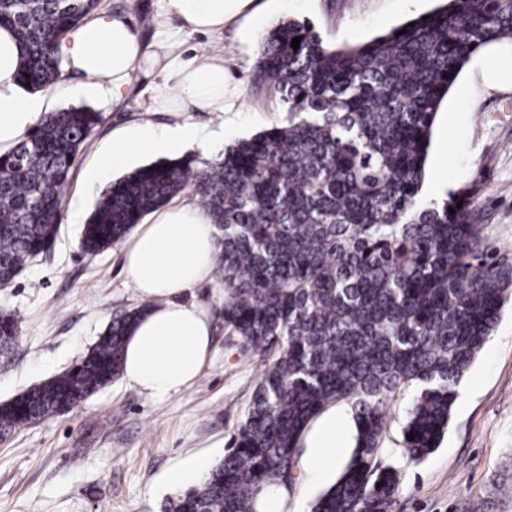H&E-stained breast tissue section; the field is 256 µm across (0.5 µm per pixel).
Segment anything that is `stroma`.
Segmentation results:
<instances>
[{
  "label": "stroma",
  "instance_id": "stroma-1",
  "mask_svg": "<svg viewBox=\"0 0 512 512\" xmlns=\"http://www.w3.org/2000/svg\"><path fill=\"white\" fill-rule=\"evenodd\" d=\"M438 0H258L246 26L211 36L185 35L186 46L220 48L242 97L235 112H191V122L217 131L213 151L260 131L286 125L287 106L253 94L251 74L263 42L292 18L310 21L325 45L355 47L423 15ZM99 9L127 17L140 40L152 44L157 0H99ZM512 67V37L479 50L443 99L432 128L423 188L425 201L471 189L480 237L497 265L512 267V79L491 81ZM84 77L63 71L45 91L50 111L88 107L103 120L84 142L70 174L60 228L51 250L0 288V313L20 315L17 341L0 369V403L70 368L113 316L141 306L123 269V245L84 252L75 208L101 195L87 169L115 128L132 121L169 125L179 114L149 105L162 79L133 75L124 97L103 103L82 92ZM211 313L215 355L186 392L151 399L117 379L65 413L53 414L0 437V512H162L177 488L168 472L190 458L220 463L264 370L259 354L224 333V284H203L189 295ZM448 431L430 455L412 460L402 444L409 395L385 405L381 444L385 464L400 473L396 512H512V290L492 336L459 386ZM284 512H312L328 482L317 483L305 463Z\"/></svg>",
  "mask_w": 512,
  "mask_h": 512
}]
</instances>
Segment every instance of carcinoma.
Here are the masks:
<instances>
[{
	"mask_svg": "<svg viewBox=\"0 0 512 512\" xmlns=\"http://www.w3.org/2000/svg\"><path fill=\"white\" fill-rule=\"evenodd\" d=\"M96 4L0 0L24 88L58 81L60 45ZM403 29L333 49L309 21L279 23L253 89L288 105V125L224 147L200 170L180 159L139 168L102 192L83 227L82 247L96 254L194 189L220 231L224 331L269 356L224 460L163 512H257L264 490L292 485L307 425L337 402L350 407L355 447L313 512H394L398 473L379 458L385 398L414 391L402 427L412 459L448 430L512 272L485 259L470 199L422 205L425 165L437 111L463 66L512 36V0H446ZM100 123L91 109L49 112L0 156V285L54 241L76 156ZM146 310L114 316L70 370L1 403L0 435L117 379L127 332ZM20 324L0 315L1 359Z\"/></svg>",
	"mask_w": 512,
	"mask_h": 512,
	"instance_id": "1",
	"label": "carcinoma"
}]
</instances>
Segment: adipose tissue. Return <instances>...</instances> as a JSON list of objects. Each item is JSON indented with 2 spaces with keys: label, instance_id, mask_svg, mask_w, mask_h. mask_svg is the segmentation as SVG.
Listing matches in <instances>:
<instances>
[{
  "label": "adipose tissue",
  "instance_id": "ef3b65f1",
  "mask_svg": "<svg viewBox=\"0 0 512 512\" xmlns=\"http://www.w3.org/2000/svg\"><path fill=\"white\" fill-rule=\"evenodd\" d=\"M254 0H159L154 16L157 38L143 51L137 33L121 15L92 14L72 29L60 50L68 69L86 75V92L105 101L119 100L132 73L157 72L162 86L153 98L155 112H232L241 86L217 51L188 54L167 30L178 18L188 33L213 34L224 25L245 23ZM20 52L12 29L0 27V155L11 152L47 110L44 98L27 96L20 81ZM213 131L178 122L157 126L134 122L115 129L87 172L91 183L125 166L136 153L208 152ZM219 260L217 229L194 204H172L137 225L124 245V271L150 308L130 329L125 342L122 378L147 397L162 399L188 390L211 360L214 344L208 311L185 301L193 288L213 281ZM307 443L316 453L308 467L317 480L328 478L335 459L319 449L336 445V418L324 416Z\"/></svg>",
  "mask_w": 512,
  "mask_h": 512
}]
</instances>
